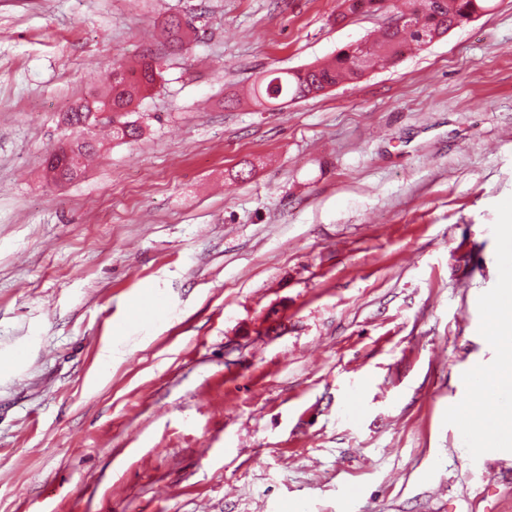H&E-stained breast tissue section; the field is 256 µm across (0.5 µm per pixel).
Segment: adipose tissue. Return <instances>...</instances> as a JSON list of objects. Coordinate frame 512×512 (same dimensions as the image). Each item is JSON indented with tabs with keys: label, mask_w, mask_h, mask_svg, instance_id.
Segmentation results:
<instances>
[{
	"label": "adipose tissue",
	"mask_w": 512,
	"mask_h": 512,
	"mask_svg": "<svg viewBox=\"0 0 512 512\" xmlns=\"http://www.w3.org/2000/svg\"><path fill=\"white\" fill-rule=\"evenodd\" d=\"M496 234L504 271L501 286L490 305L488 333L497 347L499 360L494 368L472 372L474 399L459 407L457 418L476 444L485 448H510L512 414L497 412L494 406L497 385L512 380V225L499 226Z\"/></svg>",
	"instance_id": "obj_1"
}]
</instances>
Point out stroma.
I'll list each match as a JSON object with an SVG mask.
<instances>
[{
  "instance_id": "stroma-1",
  "label": "stroma",
  "mask_w": 512,
  "mask_h": 512,
  "mask_svg": "<svg viewBox=\"0 0 512 512\" xmlns=\"http://www.w3.org/2000/svg\"><path fill=\"white\" fill-rule=\"evenodd\" d=\"M337 4L0 0V512H512V448L454 416L497 362L512 0L239 103L388 20ZM144 55L141 137L54 185L63 113ZM490 0H403L391 12L387 26L371 40L366 50L355 44L340 50L332 59L310 65L295 72H270L257 78L248 94L254 104L266 109L268 104L320 96L337 85L358 81L368 68L387 69L396 66L406 52L427 46L442 35L472 20L473 15L487 11ZM450 29V30H449ZM449 30V31H448ZM354 53L360 54L358 59Z\"/></svg>"
}]
</instances>
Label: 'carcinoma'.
Returning <instances> with one entry per match:
<instances>
[{
  "label": "carcinoma",
  "instance_id": "carcinoma-1",
  "mask_svg": "<svg viewBox=\"0 0 512 512\" xmlns=\"http://www.w3.org/2000/svg\"><path fill=\"white\" fill-rule=\"evenodd\" d=\"M391 0H339L336 22H343L356 14L385 12L391 9ZM489 0H402L397 11L408 16L401 28L385 26L372 39L364 41L366 50L351 45L340 50L332 59L310 65L295 72H270L257 78L248 94L254 104L263 109L283 100L316 97L343 83L361 79L369 68L387 69L396 66L406 52L441 39L451 28L472 20L489 8ZM167 34L170 45L178 50L190 43L188 33L178 18L169 20ZM159 71L146 61L126 68L119 64L106 76L101 86L87 98L73 104L63 114L64 123L74 137L58 146L65 151L70 146L76 152L78 165L72 171L60 172L59 182L80 179L85 173L84 160L96 150L91 124L87 123L90 108L112 106L121 113L119 123L112 124V139L124 142L137 140L141 127L126 120L135 105L157 81Z\"/></svg>",
  "mask_w": 512,
  "mask_h": 512
}]
</instances>
